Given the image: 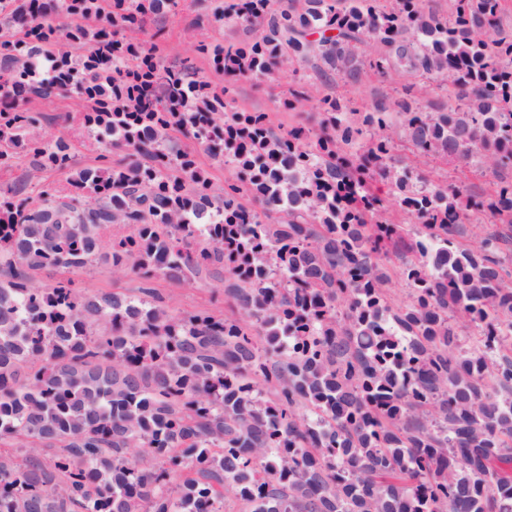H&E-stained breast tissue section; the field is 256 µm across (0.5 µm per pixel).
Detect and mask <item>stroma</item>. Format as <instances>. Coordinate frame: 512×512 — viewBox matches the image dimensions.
Here are the masks:
<instances>
[{
    "label": "stroma",
    "mask_w": 512,
    "mask_h": 512,
    "mask_svg": "<svg viewBox=\"0 0 512 512\" xmlns=\"http://www.w3.org/2000/svg\"><path fill=\"white\" fill-rule=\"evenodd\" d=\"M212 0H181L177 8H166L151 15L145 24L142 46L154 49L162 64L171 65L188 59L194 64L200 79L215 86H229V97L237 110L267 113L269 122L276 129L294 127L317 128L321 118L318 101L309 102L296 110H285L283 99L306 83H314L320 98L335 99L348 112H372L386 107L388 112L398 113V101L404 100L411 108L422 111L444 112L448 109V94L432 82H421L413 76L393 72L383 76L369 66L371 59L383 54L379 43H371L357 59L361 71L358 80H350L334 74L330 78L312 81L313 64L309 61L285 62L274 75L255 79L246 78L225 84L222 74L215 72L207 55L199 51V44L209 46L238 43L255 39L256 31L240 27L219 26L211 22ZM24 108L40 116L38 129L47 136H62L72 144V164L76 167L94 166L102 157L120 160L121 151L112 148L109 139L85 136L82 128L72 117L79 112L77 101L58 97L50 102L27 100ZM392 154L400 167L421 176L426 184L463 186L471 201L479 202L493 194L498 184L512 182V166L497 169L479 168L462 159H442L422 155L409 145L401 129L393 131ZM62 279L71 280L77 293H120L137 298L142 288L149 287L178 314L205 313L217 318L235 317L240 308L226 292L224 269L214 264L196 277L192 285L184 286L163 276L145 279L130 272L116 274L108 262H99L84 270L48 268L31 272L30 283L46 288Z\"/></svg>",
    "instance_id": "1"
}]
</instances>
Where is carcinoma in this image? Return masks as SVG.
<instances>
[{"label": "carcinoma", "instance_id": "cac0c4a2", "mask_svg": "<svg viewBox=\"0 0 512 512\" xmlns=\"http://www.w3.org/2000/svg\"><path fill=\"white\" fill-rule=\"evenodd\" d=\"M179 0H0L23 34H0V167L30 159L70 190L0 188V512H512V261L492 235L454 242L471 202L456 185L418 186L391 156L389 112L346 118L320 100V132L274 130L240 112L183 61L142 50L146 19ZM502 0H454L446 20L421 0H239L211 14L262 27L253 41L201 51L232 79L321 57L357 78L358 49L384 46L377 73L452 85L448 112H413L423 154L512 163V39ZM68 23H63V20ZM91 47L87 56L63 50ZM70 94L76 118L124 152L71 168V144L36 131L19 99ZM182 131L232 167L214 194ZM416 214L384 219L374 174ZM249 195L261 210L240 202ZM276 209L282 224H266ZM477 210L512 225V183ZM123 224L131 233L108 237ZM403 245L410 301L393 309L383 260ZM113 271L187 283L212 262L241 318L177 315L154 290L78 296L69 281L29 284L45 268ZM480 330L468 346L462 328ZM41 448L61 452L50 466ZM161 460L144 470L130 453Z\"/></svg>", "mask_w": 512, "mask_h": 512}]
</instances>
